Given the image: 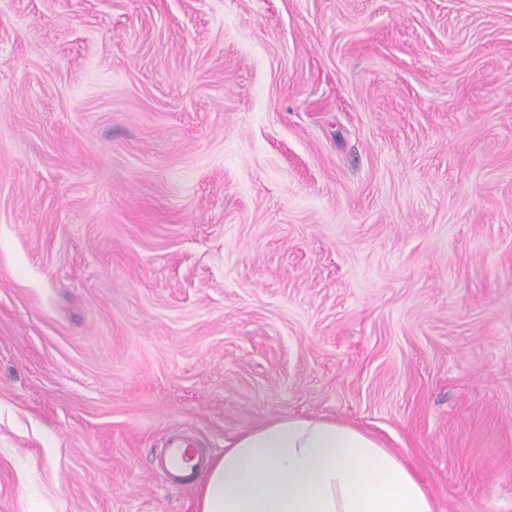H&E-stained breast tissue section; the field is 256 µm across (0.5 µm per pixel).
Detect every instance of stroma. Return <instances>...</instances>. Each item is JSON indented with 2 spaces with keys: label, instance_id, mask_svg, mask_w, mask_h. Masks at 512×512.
<instances>
[{
  "label": "stroma",
  "instance_id": "stroma-1",
  "mask_svg": "<svg viewBox=\"0 0 512 512\" xmlns=\"http://www.w3.org/2000/svg\"><path fill=\"white\" fill-rule=\"evenodd\" d=\"M288 416L512 512V0H0V512Z\"/></svg>",
  "mask_w": 512,
  "mask_h": 512
}]
</instances>
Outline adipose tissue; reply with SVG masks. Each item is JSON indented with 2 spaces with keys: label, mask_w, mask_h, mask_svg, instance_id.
Returning <instances> with one entry per match:
<instances>
[{
  "label": "adipose tissue",
  "mask_w": 512,
  "mask_h": 512,
  "mask_svg": "<svg viewBox=\"0 0 512 512\" xmlns=\"http://www.w3.org/2000/svg\"><path fill=\"white\" fill-rule=\"evenodd\" d=\"M197 512H435L412 470L333 420L274 418L240 433L203 476Z\"/></svg>",
  "instance_id": "1"
}]
</instances>
